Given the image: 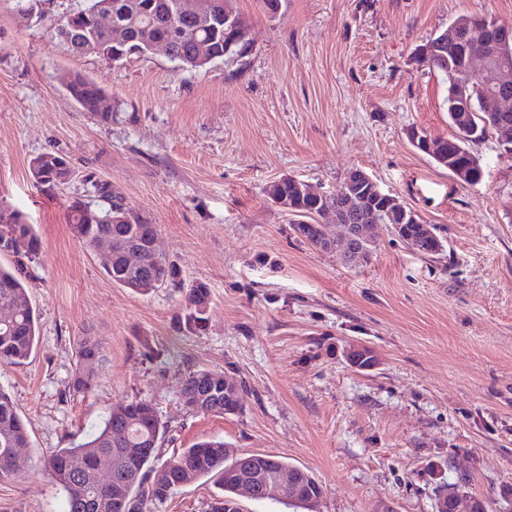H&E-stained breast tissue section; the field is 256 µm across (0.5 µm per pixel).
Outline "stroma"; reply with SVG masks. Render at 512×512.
<instances>
[{"instance_id": "stroma-1", "label": "stroma", "mask_w": 512, "mask_h": 512, "mask_svg": "<svg viewBox=\"0 0 512 512\" xmlns=\"http://www.w3.org/2000/svg\"><path fill=\"white\" fill-rule=\"evenodd\" d=\"M84 0H44L23 21L0 0V202L34 224L42 249L29 294L39 340L0 364L27 422L18 474L0 477V512H62L40 461L85 440L112 404L145 398L166 427L167 460L204 438L309 472L317 512H435L458 488L512 512V152L475 145L484 177L461 184L412 132L451 137L445 82L417 51L462 16L512 24V0H231L249 52L200 70L155 52L114 63L55 37ZM67 73L112 99L99 122L69 96ZM62 152L72 179L41 194L31 159ZM360 168L434 225L424 255L386 225L367 260L299 236L267 191L292 177L330 195ZM107 183L180 270L141 295L112 282L66 222L74 197ZM209 290L204 328L185 321L189 288ZM103 355L96 387L73 392L77 342ZM369 348L374 368L348 351ZM236 384L241 409L184 407L192 370ZM201 478L154 512H208Z\"/></svg>"}]
</instances>
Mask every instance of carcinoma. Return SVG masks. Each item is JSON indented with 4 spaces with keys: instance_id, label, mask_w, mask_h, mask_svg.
Listing matches in <instances>:
<instances>
[{
    "instance_id": "1",
    "label": "carcinoma",
    "mask_w": 512,
    "mask_h": 512,
    "mask_svg": "<svg viewBox=\"0 0 512 512\" xmlns=\"http://www.w3.org/2000/svg\"><path fill=\"white\" fill-rule=\"evenodd\" d=\"M179 0H85L84 7L63 17L55 28L59 42L74 54H95L112 62L152 52V46L161 42L171 52V60L182 68L198 69L196 59L200 46L214 59L237 55V48H226V42L235 34V26L224 22V0H209V8L202 17L183 18L179 15ZM112 13V24L121 27L126 35L123 44L112 43L111 30L99 23L101 12ZM466 39H485L489 28L497 24L485 17L467 18ZM488 68L482 75H471L460 51L445 46L443 61L434 69L444 75L450 125L455 135L433 138L440 157L438 165L453 173L463 168L474 181H482L484 170L472 145L482 141L491 132L500 133L494 122H486L483 109L486 97L498 90L493 71L498 64L497 45L487 47ZM470 82L467 101L456 97L455 89L461 82ZM63 83L69 96L80 108L100 121H112V110L98 109L104 89L94 80L81 74H66ZM64 155L46 152L30 161L34 185L50 193L67 183V170L60 168ZM99 202L81 197L69 206L66 220L77 238L93 250L100 243H111L123 238L136 245L157 233L155 224H129V209L123 199L112 193L105 183H92ZM270 195H283L297 200L307 208V198L300 197L296 180L282 179L272 185ZM312 245L326 248L322 225L308 224L302 230ZM0 247L13 257L12 265H0V311L10 313V319L0 321V362L22 364L30 358L39 336L38 316L27 291L30 279L28 264L38 256L42 244L34 225L27 223L16 210L0 207ZM112 282L133 291L148 294L165 285L179 282L178 270L161 254H150L147 263L133 265L127 254L115 252L111 263L104 266ZM208 288L199 284L187 290L186 302L192 312L187 316L189 326L200 329L205 322L204 312ZM77 353L84 370L72 382L76 393L89 391L95 383L96 367L101 361L100 348L85 338L77 345ZM184 406L202 413L235 414L239 401L224 399V375L207 369L189 372L182 385ZM165 434V426L151 401L143 398L115 403L102 424L91 436L65 448H55L43 457L45 469L65 496L63 512H150V506L166 500L182 484L208 477L220 486V494L213 498L210 512H224V501L236 497L237 468L240 457L224 451V441L202 440L157 464V450ZM29 447L26 423L19 416L11 394L0 387V477L20 471L15 450ZM103 457L114 460L117 487L103 484L97 476Z\"/></svg>"
}]
</instances>
